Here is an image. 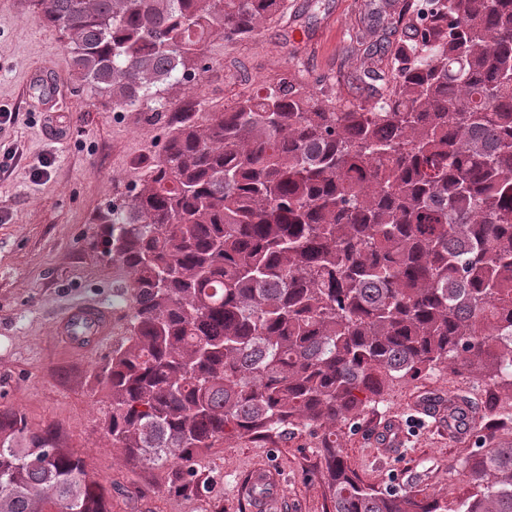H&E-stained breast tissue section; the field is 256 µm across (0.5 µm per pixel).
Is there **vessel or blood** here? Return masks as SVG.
<instances>
[{
  "instance_id": "obj_1",
  "label": "vessel or blood",
  "mask_w": 512,
  "mask_h": 512,
  "mask_svg": "<svg viewBox=\"0 0 512 512\" xmlns=\"http://www.w3.org/2000/svg\"><path fill=\"white\" fill-rule=\"evenodd\" d=\"M52 333L71 349L83 352L99 345L112 333V311L102 303H75L61 312L53 322ZM279 478L275 470H253L247 491L253 512H274L278 505Z\"/></svg>"
}]
</instances>
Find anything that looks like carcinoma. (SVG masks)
Returning <instances> with one entry per match:
<instances>
[{
  "instance_id": "obj_1",
  "label": "carcinoma",
  "mask_w": 512,
  "mask_h": 512,
  "mask_svg": "<svg viewBox=\"0 0 512 512\" xmlns=\"http://www.w3.org/2000/svg\"><path fill=\"white\" fill-rule=\"evenodd\" d=\"M285 0H30L115 109L169 112L204 45L254 35ZM351 40L388 91L335 104L283 75L174 113L161 153L112 208L128 336L99 370L104 429L134 466L208 489L199 456L231 437L322 432L333 512H512V440L488 417L455 509L382 492L332 427L385 385L450 359L512 392V0H384ZM471 401L448 405V425ZM0 512H112L52 426L0 409Z\"/></svg>"
}]
</instances>
